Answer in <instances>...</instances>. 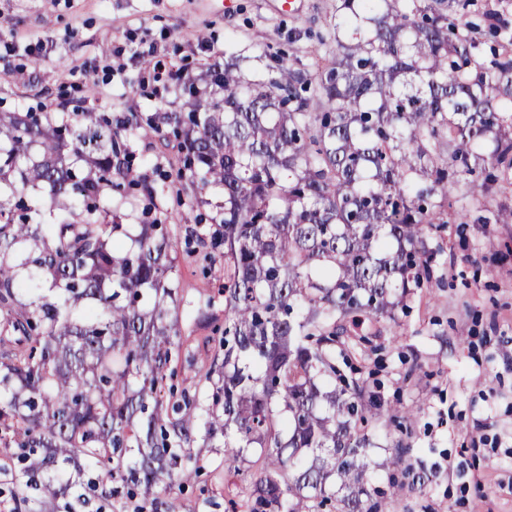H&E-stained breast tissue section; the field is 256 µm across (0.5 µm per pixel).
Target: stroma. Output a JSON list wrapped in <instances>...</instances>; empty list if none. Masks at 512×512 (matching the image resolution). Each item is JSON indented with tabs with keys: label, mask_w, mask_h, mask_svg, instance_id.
<instances>
[{
	"label": "stroma",
	"mask_w": 512,
	"mask_h": 512,
	"mask_svg": "<svg viewBox=\"0 0 512 512\" xmlns=\"http://www.w3.org/2000/svg\"><path fill=\"white\" fill-rule=\"evenodd\" d=\"M338 0H0V112H104L149 117L176 112L175 77H196L225 52L252 79L266 57L305 65L333 59L330 21ZM38 68H31L32 58ZM93 86V97L84 89ZM140 174L160 191L175 244L182 339L173 382L192 387L203 360L220 348L224 326V249L214 224L191 218V190L180 179L182 150L165 136L139 137ZM448 221L426 231L436 256L431 284L398 312L401 339L365 365L405 423L383 419L372 458L402 441L401 468L379 475L399 483L395 512H512V224L482 218L512 206V179L488 195L458 182ZM497 272L485 273L487 262ZM425 478L414 484L413 476ZM246 492L220 448L206 453L197 479L172 488L174 512H224Z\"/></svg>",
	"instance_id": "35a3bbf8"
}]
</instances>
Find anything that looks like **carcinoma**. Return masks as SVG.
Listing matches in <instances>:
<instances>
[{"mask_svg":"<svg viewBox=\"0 0 512 512\" xmlns=\"http://www.w3.org/2000/svg\"><path fill=\"white\" fill-rule=\"evenodd\" d=\"M459 0H341L336 59L316 77L277 58L245 81L215 62L178 112H0V472L7 512H78L82 487L117 512H170L194 432L236 463L253 449L246 512H392L372 481V424L394 417L371 375L336 364L431 279L424 231L456 181L512 173L507 28L452 19ZM180 140L194 202L224 195V352L193 394L168 383L179 346L172 240L129 139ZM48 187L47 224L28 189ZM140 223L122 222L130 198Z\"/></svg>","mask_w":512,"mask_h":512,"instance_id":"obj_1","label":"carcinoma"}]
</instances>
